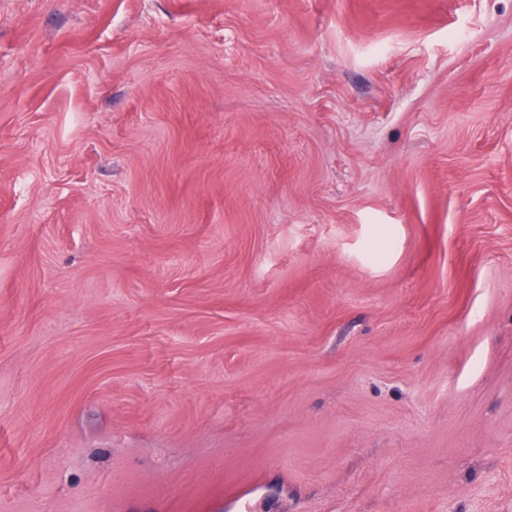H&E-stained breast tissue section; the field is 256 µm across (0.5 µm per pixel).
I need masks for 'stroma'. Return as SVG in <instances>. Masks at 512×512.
Returning a JSON list of instances; mask_svg holds the SVG:
<instances>
[{"instance_id":"35a3bbf8","label":"stroma","mask_w":512,"mask_h":512,"mask_svg":"<svg viewBox=\"0 0 512 512\" xmlns=\"http://www.w3.org/2000/svg\"><path fill=\"white\" fill-rule=\"evenodd\" d=\"M0 512H512V0H0Z\"/></svg>"}]
</instances>
